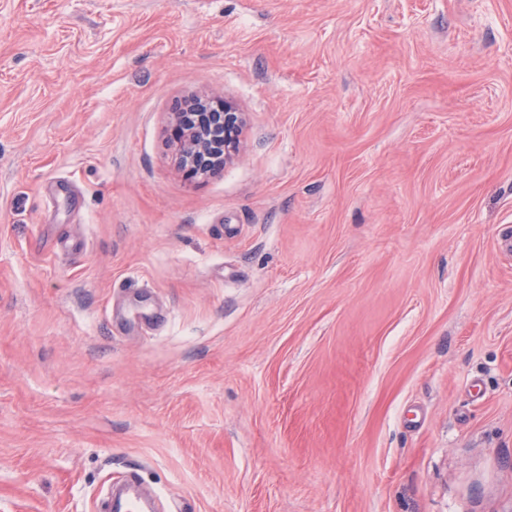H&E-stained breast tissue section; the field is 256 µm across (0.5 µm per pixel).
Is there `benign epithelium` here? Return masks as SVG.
Listing matches in <instances>:
<instances>
[{"label":"benign epithelium","mask_w":512,"mask_h":512,"mask_svg":"<svg viewBox=\"0 0 512 512\" xmlns=\"http://www.w3.org/2000/svg\"><path fill=\"white\" fill-rule=\"evenodd\" d=\"M171 125L179 166L188 167L196 175L208 176L238 156L245 113L226 99L195 96L174 103ZM221 130L224 139L217 146L210 133Z\"/></svg>","instance_id":"7a95c632"}]
</instances>
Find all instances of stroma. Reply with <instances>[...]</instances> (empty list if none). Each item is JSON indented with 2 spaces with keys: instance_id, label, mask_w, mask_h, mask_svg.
Instances as JSON below:
<instances>
[{
  "instance_id": "35a3bbf8",
  "label": "stroma",
  "mask_w": 512,
  "mask_h": 512,
  "mask_svg": "<svg viewBox=\"0 0 512 512\" xmlns=\"http://www.w3.org/2000/svg\"><path fill=\"white\" fill-rule=\"evenodd\" d=\"M247 116L172 162V103ZM512 512V0H0V512ZM170 114L181 168L188 166L195 175L208 176L238 156L245 113L231 101L216 96H195L177 100ZM221 130L224 139L217 146L211 133Z\"/></svg>"
}]
</instances>
